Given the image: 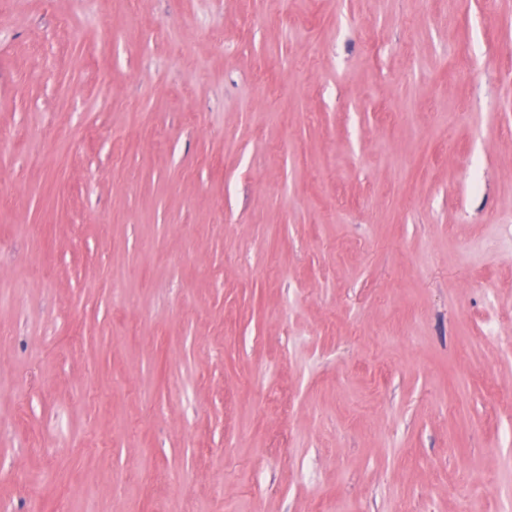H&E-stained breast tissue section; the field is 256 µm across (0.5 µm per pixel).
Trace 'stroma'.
<instances>
[{"mask_svg": "<svg viewBox=\"0 0 512 512\" xmlns=\"http://www.w3.org/2000/svg\"><path fill=\"white\" fill-rule=\"evenodd\" d=\"M30 490L512 512V0H0V512Z\"/></svg>", "mask_w": 512, "mask_h": 512, "instance_id": "1", "label": "stroma"}]
</instances>
